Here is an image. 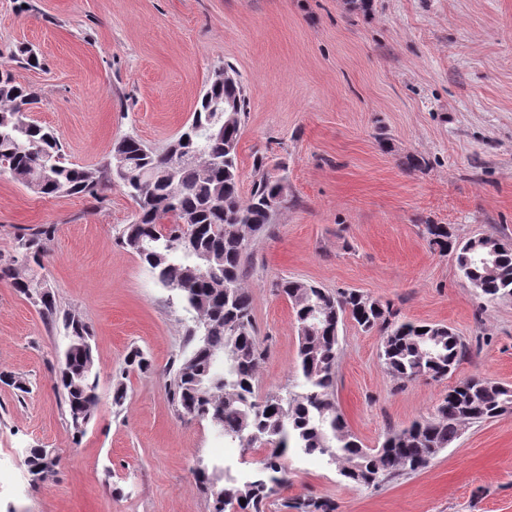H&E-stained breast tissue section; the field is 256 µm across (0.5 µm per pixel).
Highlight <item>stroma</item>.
<instances>
[{"instance_id":"35a3bbf8","label":"stroma","mask_w":512,"mask_h":512,"mask_svg":"<svg viewBox=\"0 0 512 512\" xmlns=\"http://www.w3.org/2000/svg\"><path fill=\"white\" fill-rule=\"evenodd\" d=\"M24 46L38 65L14 59ZM227 63L249 98L241 193L262 173L288 193L250 248L267 351L260 393L300 384L293 309L275 290L283 278L358 290L400 319L448 326L468 347L447 378L404 384L383 366L378 332L344 320L336 402L363 447L430 417L463 379L512 387V299L486 300L423 232L444 224L456 243L512 240V0H0V71L38 93L30 119L86 169L127 135L167 147ZM409 155L422 169H406ZM135 210L117 185L99 204L0 176V255L13 254L20 229L55 225L43 274L58 312L92 328L99 395L74 439L55 386L63 325L0 278V372L28 387L0 384V512H210L197 466L256 468L258 452L175 413L169 369L194 319L119 243ZM135 347L148 372L126 370ZM32 446L61 459L46 481L24 465ZM282 463L289 484L266 512H291L305 496L334 500L336 512H512V413L462 426L427 467L375 488L347 485L325 456L292 449Z\"/></svg>"}]
</instances>
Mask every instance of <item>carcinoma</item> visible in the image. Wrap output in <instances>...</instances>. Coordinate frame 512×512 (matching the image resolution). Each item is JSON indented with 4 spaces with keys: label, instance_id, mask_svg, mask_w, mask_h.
<instances>
[{
    "label": "carcinoma",
    "instance_id": "carcinoma-1",
    "mask_svg": "<svg viewBox=\"0 0 512 512\" xmlns=\"http://www.w3.org/2000/svg\"><path fill=\"white\" fill-rule=\"evenodd\" d=\"M231 98L238 111L230 122L210 111L207 97ZM37 101L34 91L0 72V174L42 196L81 194L99 201L117 184L136 205L119 243L132 250L187 310L196 314L189 330L190 354L174 369L170 399L180 417L208 422L242 448H262L257 475L239 481L224 464L195 470L197 487L212 502V512H264L266 501L288 484L281 458L290 448L343 463L340 475L354 486L377 487L388 479L426 467L459 434L463 423H480L512 412V389L488 378L470 377L448 389L435 413L391 433L381 447L366 449L348 429L335 399L338 331L345 318L382 337L381 359L403 382L427 376L440 380L453 371L467 347L445 325L401 321L397 312L357 290L332 293L283 279L277 291L292 305L298 328L297 372L301 391L260 395L256 368L266 349L253 321V299L246 284L251 241L267 232L288 202L285 185L262 175L249 196L241 195L238 145L246 116L241 85H209L191 118L166 148L154 150L127 136L116 142L96 172L67 162L62 145L47 128L27 120ZM189 219L181 224L179 220ZM53 224L25 228L0 275L53 321L52 295L32 286V265L43 266L44 242ZM429 243L448 251V225L427 224ZM456 262L472 288L490 300L512 297V244L493 237L471 238L455 247ZM69 344L58 371L70 426L76 438L85 432L99 401L94 382L90 326L80 317L65 318ZM126 367L147 372L149 360L131 351ZM60 459L45 448H29L24 464L34 481L46 480ZM245 503H240V499ZM296 512H336L329 498L303 497Z\"/></svg>",
    "mask_w": 512,
    "mask_h": 512
}]
</instances>
